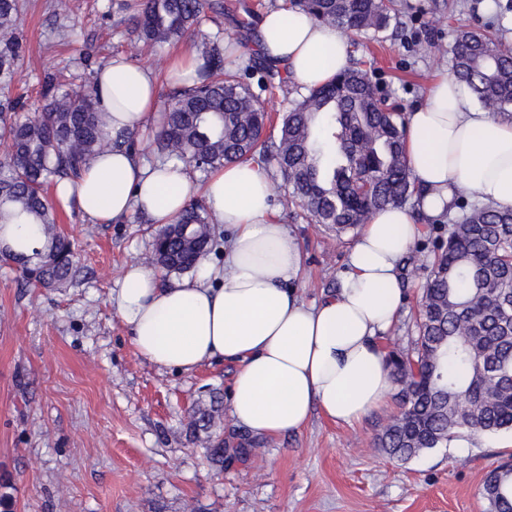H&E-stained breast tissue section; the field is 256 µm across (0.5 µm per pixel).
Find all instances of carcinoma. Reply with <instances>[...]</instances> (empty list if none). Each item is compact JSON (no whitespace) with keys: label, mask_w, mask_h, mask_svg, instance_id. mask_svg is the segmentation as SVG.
I'll return each mask as SVG.
<instances>
[{"label":"carcinoma","mask_w":512,"mask_h":512,"mask_svg":"<svg viewBox=\"0 0 512 512\" xmlns=\"http://www.w3.org/2000/svg\"><path fill=\"white\" fill-rule=\"evenodd\" d=\"M207 8L224 13V6L208 0H138L128 21L137 40L163 46L197 24ZM289 8L348 35L374 38L396 16L395 0H289ZM18 12L19 0H0L1 89L13 83L24 54ZM193 48L201 66L194 84L175 90L164 107V124L151 142L158 160L205 175L248 158L272 161L288 206L338 236L420 193L406 151V118L365 70L351 66L292 100L278 117L273 141L266 136L272 117L239 71L224 68L218 36H203ZM451 76L486 112L512 119L511 46L484 31H463ZM41 96L42 110L31 116L21 114L20 102L0 99V139L12 146L0 161V226H38L30 251H5L0 261L17 266L28 284L65 288L80 266L45 187L77 181L88 159L106 147L133 149L135 133L112 138V116L99 109L93 71L76 87L48 76ZM468 194L455 189L454 206L462 215L433 244L413 354L392 350L386 356L398 412L374 447L400 461L443 447L460 432L512 431V207L471 204ZM213 240L207 206L192 201L176 225L158 232L149 260L168 274L188 272ZM189 428L205 434L209 458L220 468L259 447L248 434L226 438L217 432L213 409L192 412ZM483 496L491 512H512L509 463L487 473Z\"/></svg>","instance_id":"1"}]
</instances>
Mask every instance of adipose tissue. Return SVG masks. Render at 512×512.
<instances>
[{
  "label": "adipose tissue",
  "instance_id": "ef3b65f1",
  "mask_svg": "<svg viewBox=\"0 0 512 512\" xmlns=\"http://www.w3.org/2000/svg\"><path fill=\"white\" fill-rule=\"evenodd\" d=\"M258 52L302 88L326 82L349 63L341 31L277 7L259 22ZM98 80L113 131L149 124L157 88L150 69L116 58ZM408 130L420 197L415 206H390L371 217L348 252L338 288L317 303H306L294 288L301 248L273 219V185L254 161L224 166L198 186L185 166L141 164L112 148L91 157L77 182L58 183L54 202L96 224L143 212L165 225L202 195L214 223L231 232L224 262L202 259L192 278L167 284L155 269L130 263L116 308L131 345L147 361L180 372L215 358L235 365L229 414L252 434L299 430L316 408L353 425L391 391L378 340L403 303L400 262L421 234L417 212L450 210L457 187L483 203L512 206V121L475 106L454 78L430 86Z\"/></svg>",
  "mask_w": 512,
  "mask_h": 512
}]
</instances>
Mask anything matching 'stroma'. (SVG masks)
Instances as JSON below:
<instances>
[{"label":"stroma","mask_w":512,"mask_h":512,"mask_svg":"<svg viewBox=\"0 0 512 512\" xmlns=\"http://www.w3.org/2000/svg\"><path fill=\"white\" fill-rule=\"evenodd\" d=\"M21 0L17 24L26 45L10 96L38 99L44 73L78 77L85 65L123 55L173 89L163 74L172 54L201 36L254 49L257 18L234 8L202 14L179 42L136 43L118 0ZM397 29L382 42L358 36L352 59L370 62L371 77L403 112L424 103L428 87L453 64L457 33L502 20L512 45V0H399ZM273 207L300 243L306 301L335 289L356 234L336 236L285 204V185L269 168ZM76 243L80 275L56 290L26 284L0 263V495L13 512H489L486 473L512 456V432L480 439L460 433L448 446L409 461L390 459L374 441L395 402L347 426L313 412L300 431L265 436L258 451L225 469L212 466L186 424L193 409L217 406L225 432L235 425L228 390L233 365L217 362L185 375L140 357L119 318L112 292L128 263L144 262L158 225L133 215L94 224L60 213ZM422 278L410 280L406 302L384 350L410 349Z\"/></svg>","instance_id":"stroma-1"}]
</instances>
